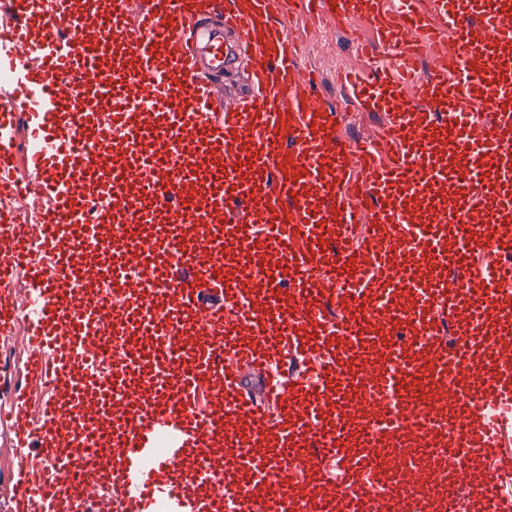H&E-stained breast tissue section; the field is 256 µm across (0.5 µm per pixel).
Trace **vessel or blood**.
I'll return each instance as SVG.
<instances>
[{
    "label": "vessel or blood",
    "mask_w": 512,
    "mask_h": 512,
    "mask_svg": "<svg viewBox=\"0 0 512 512\" xmlns=\"http://www.w3.org/2000/svg\"><path fill=\"white\" fill-rule=\"evenodd\" d=\"M436 2L445 40L416 0H288L402 43L397 73L343 75L389 115L385 163L338 134L279 0L203 33L210 0H6L0 329L33 319L0 420L49 463L19 469L17 512H512V0ZM245 49L255 88L231 97L216 77ZM30 126L32 123H28L24 117H22L14 129L11 131L12 146L16 160L17 174L19 177H29L31 171L28 169V156L31 150V132Z\"/></svg>",
    "instance_id": "obj_1"
}]
</instances>
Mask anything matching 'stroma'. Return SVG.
<instances>
[{
    "label": "stroma",
    "instance_id": "obj_1",
    "mask_svg": "<svg viewBox=\"0 0 512 512\" xmlns=\"http://www.w3.org/2000/svg\"><path fill=\"white\" fill-rule=\"evenodd\" d=\"M282 28L287 37L300 46V62L319 78L326 103L337 113L338 126L345 137L356 141L376 143L387 115L383 112L360 111L350 88L339 84L340 71L352 70L362 78H372L376 71L389 62L382 45H375L369 53H361L351 39L352 29L373 36L374 23L363 16L354 26L333 21L316 22L302 12L282 16ZM28 324H20L6 345L0 346V408H9L14 385L24 377L19 358L27 357Z\"/></svg>",
    "mask_w": 512,
    "mask_h": 512
}]
</instances>
